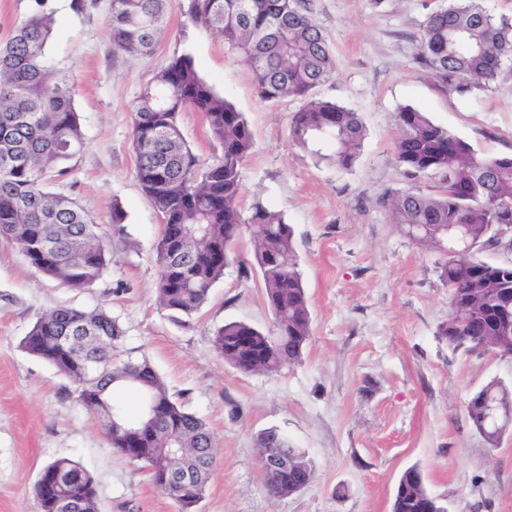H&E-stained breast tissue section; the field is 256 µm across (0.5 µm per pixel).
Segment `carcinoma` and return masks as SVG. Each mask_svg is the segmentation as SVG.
<instances>
[{
    "instance_id": "obj_1",
    "label": "carcinoma",
    "mask_w": 512,
    "mask_h": 512,
    "mask_svg": "<svg viewBox=\"0 0 512 512\" xmlns=\"http://www.w3.org/2000/svg\"><path fill=\"white\" fill-rule=\"evenodd\" d=\"M311 0H189L186 16L224 36L254 75L258 96L277 103L303 101L291 123L292 140L318 163L347 171L366 137L359 113L314 98L333 78L334 58L312 17ZM166 0H112L107 20L113 51L152 53L165 27ZM53 29L45 0L0 42V236L12 241L37 272L75 289L101 279L112 256L100 243L97 224L71 197L50 184L64 164L84 147L75 89L47 54ZM420 61L454 92L489 87L503 65L512 64V22L496 19L477 0H448L424 20ZM198 112L217 153L208 161L182 137L177 115ZM131 145L141 192L161 219L156 245L161 304L173 315L192 317L232 262L233 247L248 229L272 315L260 329L230 322L214 334V350L238 370L273 373L301 360L311 337V319L294 234L283 212L262 205L244 216L241 169L254 141L243 113L219 96L197 73L192 58H171L148 83L132 109ZM395 162L407 179L437 181L438 193L413 187L385 194L381 205L391 223L422 247L446 252L441 271L448 287L451 317L442 334L469 351L512 352V274H501L482 257L495 249L493 224H512V157L477 154L425 113L405 106L396 115ZM122 335L104 308L57 307L37 318L21 340L77 384V401L104 422L115 454L136 458L152 483L174 500L180 512L202 498L216 459L214 433L168 393L146 359L112 362V340ZM132 389L141 406L156 403L154 423L136 420L112 400L116 389ZM498 407V426L483 422L486 402ZM467 414L495 448L512 423V390L487 383L467 403ZM257 447L286 455L300 469L261 463L268 495L285 497L314 478L306 453L271 429ZM194 473L187 486L164 480L170 469ZM38 512H60L58 500L81 502L79 512H99L93 476L75 460L46 463L33 486ZM421 471L406 469L391 500V512H438Z\"/></svg>"
}]
</instances>
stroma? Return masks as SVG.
<instances>
[{
	"instance_id": "35a3bbf8",
	"label": "stroma",
	"mask_w": 512,
	"mask_h": 512,
	"mask_svg": "<svg viewBox=\"0 0 512 512\" xmlns=\"http://www.w3.org/2000/svg\"><path fill=\"white\" fill-rule=\"evenodd\" d=\"M448 0H312L335 60L318 98L359 112L366 128L351 170L316 163L293 145L300 100L263 103L254 77L223 36L187 22L188 0H167L166 30L151 55L113 52L112 0H47L54 29L47 53L76 90L85 140L55 190L98 226L112 254L104 278L76 290L32 270L0 239V512H37L33 484L54 459L94 477L100 512H178L146 472L117 457L75 386L20 346L38 316L59 306L107 308L121 335L115 361L147 358L170 394L201 417L219 451L195 512H390L402 472L417 467L448 512H512V431L489 447L467 404L488 382L512 386V356L454 348L440 274L446 260L394 224L379 202L404 179L395 163V114L410 105L478 153L512 154V65L488 89L450 91L419 61L422 23ZM191 56L199 75L243 112L254 146L242 167L243 214L282 211L294 231L311 315L300 362L244 373L212 347L234 321L271 323L254 243L242 233L207 303L185 322L158 301L155 246L161 219L143 196L130 145L131 109L170 58ZM126 214L114 235L113 205ZM273 429L304 450L315 476L282 499L266 495L256 439Z\"/></svg>"
}]
</instances>
